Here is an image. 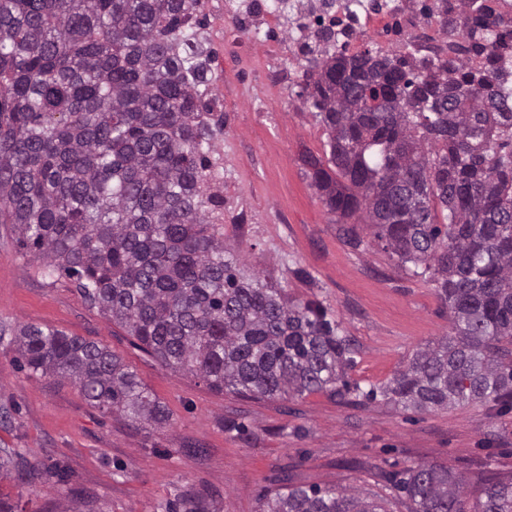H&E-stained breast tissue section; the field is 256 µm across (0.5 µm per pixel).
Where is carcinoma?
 <instances>
[{
    "label": "carcinoma",
    "instance_id": "carcinoma-1",
    "mask_svg": "<svg viewBox=\"0 0 512 512\" xmlns=\"http://www.w3.org/2000/svg\"><path fill=\"white\" fill-rule=\"evenodd\" d=\"M201 0H0V224L73 278L84 299L162 365L254 398L327 391L432 412L512 410V85L461 62L434 70L365 50L307 60L305 90L328 130L312 185L358 248V225L435 285L451 333L382 387L347 374L352 341L314 301L246 269L211 223L209 154L223 124L198 102L208 60L186 21ZM23 367L75 382L91 405L142 427L170 416L107 347L32 324L0 326ZM42 479L0 455V477ZM64 488L71 471L54 463ZM410 512H512V477L486 476L474 510L438 464L403 480ZM261 512H385L355 488H282ZM167 512H210L190 497Z\"/></svg>",
    "mask_w": 512,
    "mask_h": 512
}]
</instances>
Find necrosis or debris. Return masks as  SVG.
<instances>
[{"label": "necrosis or debris", "instance_id": "obj_1", "mask_svg": "<svg viewBox=\"0 0 512 512\" xmlns=\"http://www.w3.org/2000/svg\"><path fill=\"white\" fill-rule=\"evenodd\" d=\"M213 9L230 12L232 26L207 32L203 45L227 43L239 56H251L256 38L276 19L269 0H244L235 9L217 0ZM294 13L298 35L276 49L288 55L290 64H266L262 77L268 86L287 84L293 63L314 54L318 42L330 37L350 54L372 43L422 65L462 57L469 68L482 72L512 66V0H478L469 12L461 0H314L310 5L296 0ZM489 29L496 40H484Z\"/></svg>", "mask_w": 512, "mask_h": 512}]
</instances>
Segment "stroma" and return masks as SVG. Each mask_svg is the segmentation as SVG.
Here are the masks:
<instances>
[{
    "label": "stroma",
    "mask_w": 512,
    "mask_h": 512,
    "mask_svg": "<svg viewBox=\"0 0 512 512\" xmlns=\"http://www.w3.org/2000/svg\"><path fill=\"white\" fill-rule=\"evenodd\" d=\"M302 87L297 73L287 89H264L248 61L213 85L230 105L213 147L224 155V194L241 198L248 216L239 224L225 211L224 242L291 298L325 307L357 348L350 381L380 386L420 345L449 333L448 308L373 238L357 248L340 239L304 163L329 147ZM0 324L49 326L106 346L167 408L166 425L132 424L91 406L70 380L20 369L15 344L0 341V448L31 463L65 462L71 489L105 512H166L185 494L202 495L211 512H259L260 496L285 476L296 486L353 487L386 512H409L397 481L413 467L457 469L473 502L481 475L512 476V412L466 404L413 413L381 399L355 407L323 392L254 399L172 371L85 302L73 279L44 276L10 224H0ZM0 492L18 512L65 505L48 480L4 481Z\"/></svg>",
    "instance_id": "1"
}]
</instances>
